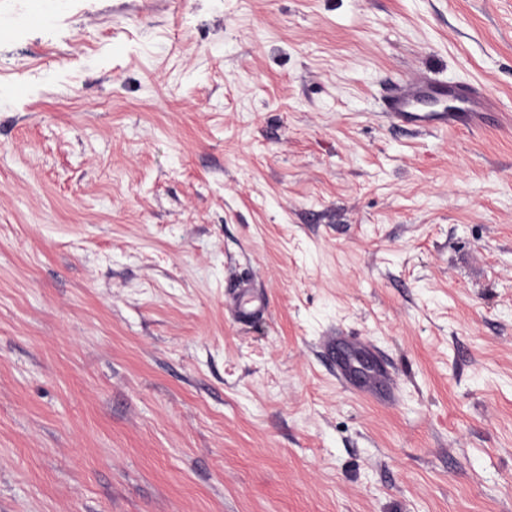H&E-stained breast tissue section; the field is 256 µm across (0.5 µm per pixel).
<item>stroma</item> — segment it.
Listing matches in <instances>:
<instances>
[{"label": "stroma", "instance_id": "35a3bbf8", "mask_svg": "<svg viewBox=\"0 0 512 512\" xmlns=\"http://www.w3.org/2000/svg\"><path fill=\"white\" fill-rule=\"evenodd\" d=\"M420 75L512 114V0H0V512H512V128ZM449 92L463 102L462 108L451 111L419 110L418 101L437 102L448 97V85L436 87L429 78L419 76L405 82L387 99L384 113L394 124L420 131H438L449 127H480L486 111L498 109L494 100L470 86H454ZM234 288L233 310L239 321L247 322L264 314L266 304L263 300L253 295L251 284L248 280H239ZM328 345L336 358V378L345 386L352 387L361 395L371 394L370 387L362 385L351 361L354 352L344 345L337 336H330Z\"/></svg>", "mask_w": 512, "mask_h": 512}]
</instances>
